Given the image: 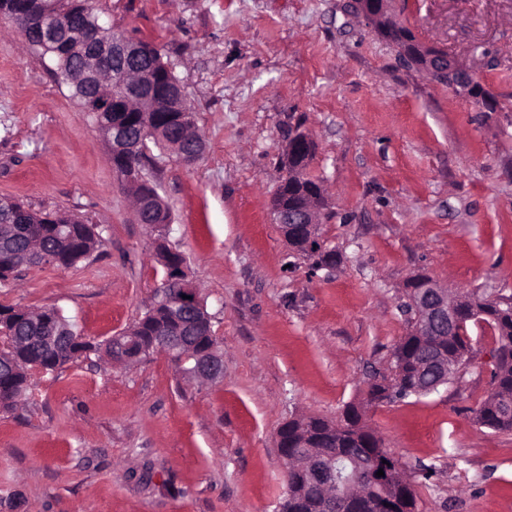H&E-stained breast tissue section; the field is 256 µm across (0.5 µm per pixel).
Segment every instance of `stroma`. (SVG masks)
Here are the masks:
<instances>
[{
  "mask_svg": "<svg viewBox=\"0 0 512 512\" xmlns=\"http://www.w3.org/2000/svg\"><path fill=\"white\" fill-rule=\"evenodd\" d=\"M353 2L93 0L103 24L157 46L206 143L194 167L157 150L145 173L224 374L201 385L161 353L33 372L0 411V512H279L278 428L365 398L407 332L410 278L512 294V0H395L401 24L475 70L492 112L406 66ZM53 70L0 19V198L67 210L103 245L67 269H19L0 305L57 307L100 342L139 320L164 270L107 142ZM296 125L316 144L307 173L325 190L332 268L293 254L273 222ZM471 339L460 377L367 412L416 512H512V433L473 414L495 336L482 323Z\"/></svg>",
  "mask_w": 512,
  "mask_h": 512,
  "instance_id": "35a3bbf8",
  "label": "stroma"
}]
</instances>
